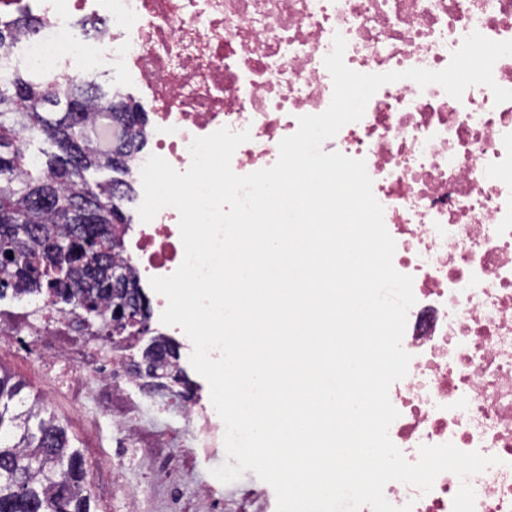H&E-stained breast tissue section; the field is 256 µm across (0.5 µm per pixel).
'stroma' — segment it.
<instances>
[{"label":"stroma","mask_w":512,"mask_h":512,"mask_svg":"<svg viewBox=\"0 0 512 512\" xmlns=\"http://www.w3.org/2000/svg\"><path fill=\"white\" fill-rule=\"evenodd\" d=\"M67 69L94 80L103 91L122 88L124 100L142 111L151 108L148 91L111 70L104 56L71 59ZM0 366L24 382L25 395L41 399L48 413L66 426L72 446L79 450L84 461L91 512H126L124 500L116 495L122 485L147 498L152 512H208L198 492L210 484L215 487L216 497L224 499L234 512L251 494L259 498L263 512H276L273 488L253 472H245L228 485L214 484L211 470L225 461V451L206 453L184 447L183 436L187 430L184 421L154 413L151 408L157 399L154 390L144 387L135 393L142 445L135 455L120 457L116 454L112 416L97 390L80 385L69 394L53 392L46 360L32 363L4 349H0Z\"/></svg>","instance_id":"1"}]
</instances>
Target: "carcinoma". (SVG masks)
<instances>
[{
  "mask_svg": "<svg viewBox=\"0 0 512 512\" xmlns=\"http://www.w3.org/2000/svg\"><path fill=\"white\" fill-rule=\"evenodd\" d=\"M36 22L0 20V50ZM27 93L28 106L17 108L15 91ZM122 99L118 92H99L92 81L66 71L30 78L17 69L0 74V298L37 293L44 305L60 313L98 309L96 334L111 338L115 318L105 311L111 290L138 287L126 266L117 263L122 252L115 223L131 218L120 202L131 190L117 191L88 172L109 167L128 171L132 149L143 141L145 113L105 112V105ZM107 114L123 128L122 138L103 155L89 140V112ZM38 141L61 148L29 153ZM24 383L0 369V512H55L59 497L69 512H89V491L83 460L69 444L67 431L34 403L17 410Z\"/></svg>",
  "mask_w": 512,
  "mask_h": 512,
  "instance_id": "cac0c4a2",
  "label": "carcinoma"
}]
</instances>
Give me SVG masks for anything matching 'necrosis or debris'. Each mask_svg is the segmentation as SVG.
Instances as JSON below:
<instances>
[{
    "label": "necrosis or debris",
    "instance_id": "obj_1",
    "mask_svg": "<svg viewBox=\"0 0 512 512\" xmlns=\"http://www.w3.org/2000/svg\"><path fill=\"white\" fill-rule=\"evenodd\" d=\"M23 13L41 27L0 51V73L58 68L101 46L150 91L156 110L148 146L130 163L134 185L152 155L187 171L192 140L223 127L250 132L232 156L236 174L273 166L299 117L331 102L324 59L334 34L347 41L345 64L365 74L443 70L475 32L512 40V0H73L66 11L58 0H0L1 16ZM322 149L365 160L396 243L393 265L413 278L403 338L411 362L389 390L399 413L391 440L411 463L421 445L448 442L499 457L465 482L475 512H512V100L495 103L484 85L457 100L402 79ZM122 257L142 282L175 272L184 258L178 211L140 224ZM9 336L19 356L52 351L55 389L94 384L115 399L126 391L125 346H95L75 314L17 313ZM155 408L190 421L189 447H222L212 403L187 406L173 392ZM461 482L444 472L430 491L392 481L384 494L412 512H453Z\"/></svg>",
    "mask_w": 512,
    "mask_h": 512
}]
</instances>
